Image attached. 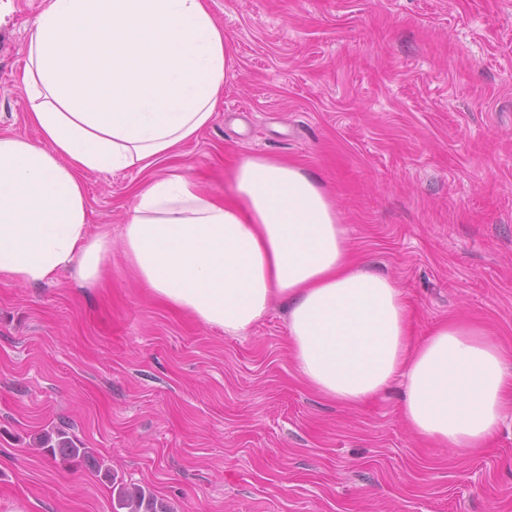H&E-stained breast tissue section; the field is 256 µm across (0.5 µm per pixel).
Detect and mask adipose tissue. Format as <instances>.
I'll use <instances>...</instances> for the list:
<instances>
[{
  "label": "adipose tissue",
  "mask_w": 512,
  "mask_h": 512,
  "mask_svg": "<svg viewBox=\"0 0 512 512\" xmlns=\"http://www.w3.org/2000/svg\"><path fill=\"white\" fill-rule=\"evenodd\" d=\"M24 52L39 138L0 134V281H100L115 237L90 234L84 177L135 170L117 238L150 293L229 336L287 299L292 359L324 397L356 405L397 380L412 435L466 454L497 432L512 358L464 317L411 342L403 292L353 262L315 175L245 156L220 196L180 166L155 175L212 123L229 75L207 0H47Z\"/></svg>",
  "instance_id": "1"
}]
</instances>
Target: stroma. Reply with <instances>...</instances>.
<instances>
[{
    "label": "stroma",
    "instance_id": "obj_1",
    "mask_svg": "<svg viewBox=\"0 0 512 512\" xmlns=\"http://www.w3.org/2000/svg\"><path fill=\"white\" fill-rule=\"evenodd\" d=\"M230 75L175 159L204 189L245 155L333 197L354 255L397 282L414 338L463 316L512 352V0H209ZM45 0H0V132L37 139L20 75ZM142 174L85 177L92 231L119 233ZM275 300L229 336L139 285L0 283V512H113L111 478L174 512H512V400L484 448L415 438L399 385L326 398ZM97 460L64 470L39 438Z\"/></svg>",
    "mask_w": 512,
    "mask_h": 512
}]
</instances>
